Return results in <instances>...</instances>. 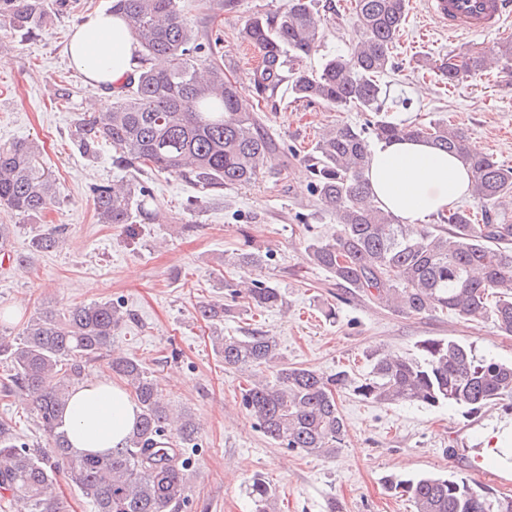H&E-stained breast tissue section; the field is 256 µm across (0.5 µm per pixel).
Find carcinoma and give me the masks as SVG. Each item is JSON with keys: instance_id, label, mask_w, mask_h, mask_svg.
<instances>
[{"instance_id": "1", "label": "carcinoma", "mask_w": 512, "mask_h": 512, "mask_svg": "<svg viewBox=\"0 0 512 512\" xmlns=\"http://www.w3.org/2000/svg\"><path fill=\"white\" fill-rule=\"evenodd\" d=\"M355 27L347 51L325 58L318 70L300 62L316 50L328 17L317 0H291L288 9L247 20L238 38L260 62L245 96L224 73L211 45L181 13L179 0H111L110 12L125 17L141 48L140 67L105 111H86L74 121L78 150L94 159L103 144L125 181L95 184L91 193L100 224H134L146 215L150 188L137 180L145 170L192 182L202 191L254 182L279 149L264 129L259 105L286 92L296 101L338 111H383L380 78L392 68V50L407 0H354ZM45 0H0V31L23 41L45 28ZM163 57L167 67L151 66ZM484 53L450 54L434 66L455 86L481 73ZM422 139L446 151L472 173L471 198L481 218L458 205L434 224H402L369 200L364 179L371 140ZM318 207L336 218V232L307 241L309 262L336 286L374 305L406 316L446 314L471 324L489 322L512 336V222L498 209L512 203V167L499 164L443 120L401 123L380 118L343 124L322 135L306 157ZM55 175L32 141L0 145V206L29 219L60 204ZM55 227L31 239L34 252L64 243ZM265 256L241 249L239 266H260ZM254 308L282 304L279 288L256 280L244 289ZM200 317L216 324L225 309L201 303ZM126 313L110 302L49 309L29 320L14 338L0 336L4 389L34 412L50 441L46 451L19 443L11 423L0 421V489L11 493L4 507L17 512H65L56 493L59 479L76 485L95 512H177L190 476L185 450L197 427L163 403L162 388L145 365L127 356L108 361L126 381L140 410L123 448L104 455L74 456L60 413L83 377L84 364L101 357ZM224 366L250 372L241 389L244 408L272 443L312 456L331 457L344 443L345 425L336 396L351 388L377 404L461 407L473 414L512 400V363L479 356L452 339L420 342V356L369 355L370 371L357 381L341 370L325 375L288 365L277 340L266 334L213 337ZM386 488L404 494L413 512H512V496H500L466 476L390 474ZM246 492L254 512H275L277 493L252 476Z\"/></svg>"}]
</instances>
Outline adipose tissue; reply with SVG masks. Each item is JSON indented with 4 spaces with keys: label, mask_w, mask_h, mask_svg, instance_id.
I'll use <instances>...</instances> for the list:
<instances>
[{
    "label": "adipose tissue",
    "mask_w": 512,
    "mask_h": 512,
    "mask_svg": "<svg viewBox=\"0 0 512 512\" xmlns=\"http://www.w3.org/2000/svg\"><path fill=\"white\" fill-rule=\"evenodd\" d=\"M68 54L93 88L120 89L139 67L140 48L123 17L96 12L70 33ZM364 177L374 201L402 223L421 224L470 194L471 174L454 156L419 140L375 148ZM139 409L121 385L94 376L74 388L60 419L75 455L122 447Z\"/></svg>",
    "instance_id": "adipose-tissue-1"
}]
</instances>
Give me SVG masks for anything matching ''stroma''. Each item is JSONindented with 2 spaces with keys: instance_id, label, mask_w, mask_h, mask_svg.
Returning <instances> with one entry per match:
<instances>
[{
  "instance_id": "1",
  "label": "stroma",
  "mask_w": 512,
  "mask_h": 512,
  "mask_svg": "<svg viewBox=\"0 0 512 512\" xmlns=\"http://www.w3.org/2000/svg\"><path fill=\"white\" fill-rule=\"evenodd\" d=\"M109 5L110 0H69L38 36L0 51V144L36 141L62 188L60 205L37 221L0 208V224L14 227L13 252L26 258L24 266L0 267V333L17 336L48 307L121 305L127 319L112 339V351L125 350L142 361L160 382L164 402L188 411L198 425L196 445L186 451L192 477L180 512H253L245 485L256 474L276 488L278 512H412L406 497L385 490L383 480L392 473L454 472L512 496L511 473L473 463L489 429L512 425V400L466 417L454 406L381 405L346 391L338 404L347 437L328 459L278 447L258 431L241 402L246 377L225 367L214 351V329L230 336L263 332L276 338L289 365L326 374L345 369L357 378L367 375L372 351L410 356L427 338H453L478 354L510 362L512 336L445 315L393 314L331 285L327 273L306 260L305 242L332 234L336 223L301 185L304 157L325 128L364 124L363 112L275 98L263 109L264 123L281 148L293 150L288 162L264 168L250 185L217 189L205 198L191 183L145 171L141 178L153 192L148 219L98 223L90 186L122 173L112 164L111 148L102 147L91 161L73 143L76 115L103 93L86 85L65 45L74 20ZM318 5L330 23L305 61L312 68L345 51L355 25L354 0ZM179 6L203 41L217 42L226 75L250 92L248 72L257 56L236 33L255 15L284 11L288 0H237L229 11L208 9L207 0H180ZM507 38L512 20L497 33L449 37L422 0H409L393 49L396 67L381 79L389 90V117L404 123L450 120L476 147L512 167V76L497 64L448 87L418 65L425 55L438 59L487 49ZM64 86L72 90L66 101L56 97ZM60 225L68 237L65 248L31 252L34 234ZM246 242L267 256L252 278L276 284L287 310L255 309L234 295L232 286L244 272L225 266L224 256ZM202 302L225 308L220 326L200 318ZM2 418L27 447L47 448L36 415L24 405L0 396Z\"/></svg>"
}]
</instances>
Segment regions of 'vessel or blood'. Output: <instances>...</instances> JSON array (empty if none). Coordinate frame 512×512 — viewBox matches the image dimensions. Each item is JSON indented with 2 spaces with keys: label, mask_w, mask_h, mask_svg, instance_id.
Wrapping results in <instances>:
<instances>
[{
  "label": "vessel or blood",
  "mask_w": 512,
  "mask_h": 512,
  "mask_svg": "<svg viewBox=\"0 0 512 512\" xmlns=\"http://www.w3.org/2000/svg\"><path fill=\"white\" fill-rule=\"evenodd\" d=\"M432 18L449 31L493 32L512 16V0H426Z\"/></svg>",
  "instance_id": "obj_1"
}]
</instances>
